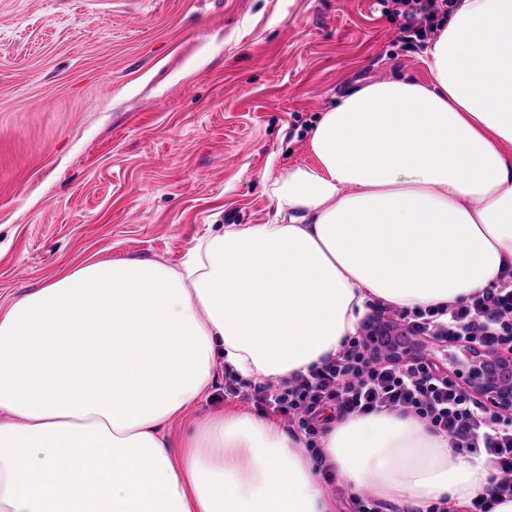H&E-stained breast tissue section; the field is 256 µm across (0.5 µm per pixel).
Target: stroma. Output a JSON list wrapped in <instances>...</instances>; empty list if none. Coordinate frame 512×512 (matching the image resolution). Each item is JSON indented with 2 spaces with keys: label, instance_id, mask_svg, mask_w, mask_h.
Returning a JSON list of instances; mask_svg holds the SVG:
<instances>
[{
  "label": "stroma",
  "instance_id": "35a3bbf8",
  "mask_svg": "<svg viewBox=\"0 0 512 512\" xmlns=\"http://www.w3.org/2000/svg\"><path fill=\"white\" fill-rule=\"evenodd\" d=\"M380 0H0V304L90 261L179 265L274 216L320 111L426 81ZM187 420L250 411L253 384Z\"/></svg>",
  "mask_w": 512,
  "mask_h": 512
}]
</instances>
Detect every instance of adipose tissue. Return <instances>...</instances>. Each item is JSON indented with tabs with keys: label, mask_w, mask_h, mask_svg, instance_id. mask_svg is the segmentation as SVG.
Here are the masks:
<instances>
[{
	"label": "adipose tissue",
	"mask_w": 512,
	"mask_h": 512,
	"mask_svg": "<svg viewBox=\"0 0 512 512\" xmlns=\"http://www.w3.org/2000/svg\"><path fill=\"white\" fill-rule=\"evenodd\" d=\"M422 61L429 81L366 82L322 111L313 163L267 188L269 223L0 307V512H334L325 466L412 512L485 497L484 457L398 412L329 425L321 466L247 412L170 435L219 364L288 379L341 350L369 302L453 304L512 268V0H458Z\"/></svg>",
	"instance_id": "obj_1"
}]
</instances>
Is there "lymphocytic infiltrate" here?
<instances>
[{
    "label": "lymphocytic infiltrate",
    "mask_w": 512,
    "mask_h": 512,
    "mask_svg": "<svg viewBox=\"0 0 512 512\" xmlns=\"http://www.w3.org/2000/svg\"><path fill=\"white\" fill-rule=\"evenodd\" d=\"M401 17L402 40L424 41L436 15L448 0H391ZM385 307H376L364 322L363 337L347 341L336 354L307 373L279 384L258 386L257 407L287 419L305 438L307 451L323 462L320 436L326 412L337 419L382 411H399L423 420L446 434L451 447L485 455L500 477L474 512H491L497 499L512 498V419L488 408L466 388L448 378L447 367L415 355L404 360L383 353L377 345L392 324L385 322ZM408 335L439 343H472L490 354L512 352V272L466 302L416 314L396 310Z\"/></svg>",
    "instance_id": "lymphocytic-infiltrate-1"
}]
</instances>
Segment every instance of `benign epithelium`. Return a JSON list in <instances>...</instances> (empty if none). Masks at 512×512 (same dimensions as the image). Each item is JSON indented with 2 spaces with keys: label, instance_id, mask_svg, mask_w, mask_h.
I'll list each match as a JSON object with an SVG mask.
<instances>
[{
  "label": "benign epithelium",
  "instance_id": "obj_1",
  "mask_svg": "<svg viewBox=\"0 0 512 512\" xmlns=\"http://www.w3.org/2000/svg\"><path fill=\"white\" fill-rule=\"evenodd\" d=\"M464 386L488 406L512 408V365L494 356L467 353Z\"/></svg>",
  "mask_w": 512,
  "mask_h": 512
}]
</instances>
